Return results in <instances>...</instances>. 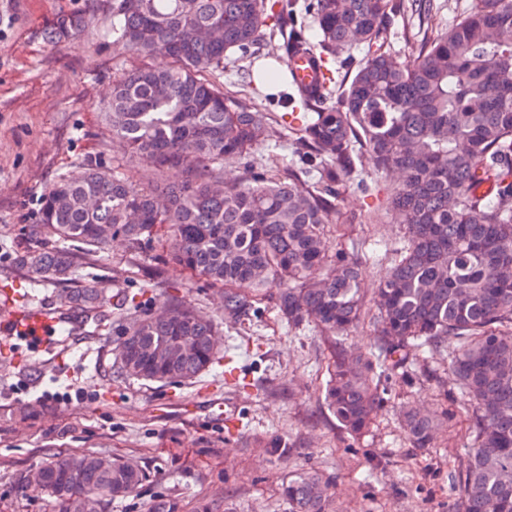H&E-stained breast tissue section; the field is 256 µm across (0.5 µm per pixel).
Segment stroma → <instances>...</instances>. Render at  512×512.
<instances>
[{"mask_svg": "<svg viewBox=\"0 0 512 512\" xmlns=\"http://www.w3.org/2000/svg\"><path fill=\"white\" fill-rule=\"evenodd\" d=\"M112 0H0V320L15 308H38L50 289L30 287L13 257L22 229L37 223L43 188L76 179L86 160L108 166L120 148L100 107L128 63L115 53ZM86 19L79 41L53 45L43 32L63 15ZM277 41L261 57L224 62V81L243 98L277 111V96L249 72L272 63ZM329 238L358 255L366 317L330 339L313 325H288L277 288L260 292L255 316L224 318V292L169 262L155 279L147 259L124 258L114 247L93 258L88 285L115 292L146 291L153 309L185 300L213 316L223 352L193 382H147L114 373L113 336H85L58 326L39 344L0 333V512H50L44 490L29 476L57 454L123 455L149 479L112 504V512H150L167 499L178 512H289L281 485L308 468L335 484V512H458V478L470 444L472 411L452 388L443 358L390 376L369 431L347 434L325 401L335 354H364L377 342L372 319L377 289L389 270L386 250L403 241L398 224H370L397 188L393 176L358 164ZM406 410L434 422L429 447H415L401 423Z\"/></svg>", "mask_w": 512, "mask_h": 512, "instance_id": "35a3bbf8", "label": "stroma"}]
</instances>
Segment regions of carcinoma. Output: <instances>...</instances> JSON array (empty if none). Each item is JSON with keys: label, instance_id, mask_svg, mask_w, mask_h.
<instances>
[{"label": "carcinoma", "instance_id": "cac0c4a2", "mask_svg": "<svg viewBox=\"0 0 512 512\" xmlns=\"http://www.w3.org/2000/svg\"><path fill=\"white\" fill-rule=\"evenodd\" d=\"M435 0H112L110 34L119 55H162V69L135 66L115 81L102 106L112 138L128 161L88 162L78 179L61 177L41 195L39 220L23 227L28 246L15 265L43 283L68 286L54 311L77 329L112 324L115 371L149 381H191L216 360L215 319L184 303L156 313L137 295L72 288L84 259L122 246L139 256L165 236L168 256L224 289V317L256 311L244 289L279 285L277 307L290 325L311 322L326 336L363 318L359 263L330 249L342 189L355 160L404 181L383 211L405 228L378 289L376 351L335 361L326 398L350 433H364L380 405V376L439 355L448 338L456 391L473 410L472 448L460 484L459 512H512V0H475L447 28L423 32L409 65L390 59L394 18L406 33ZM278 30L265 32L268 19ZM85 26L67 16L44 40L75 39ZM280 32L277 61L311 54L337 60L323 91L293 87L285 99L303 109L292 132L291 163L257 171L255 145L277 134L274 118L224 88V59L256 54ZM361 51L356 58L351 50ZM285 77L276 65L257 70L262 84ZM339 100L327 96L329 84ZM226 159L246 176L226 184ZM146 164L156 184L133 180ZM181 172L170 182L167 171ZM182 336L187 352L158 357ZM405 423L419 448L431 420L414 411ZM54 512H107L132 494L146 471L121 456L104 466L93 453L44 466ZM291 512H331V484L302 470L282 485Z\"/></svg>", "mask_w": 512, "mask_h": 512}]
</instances>
